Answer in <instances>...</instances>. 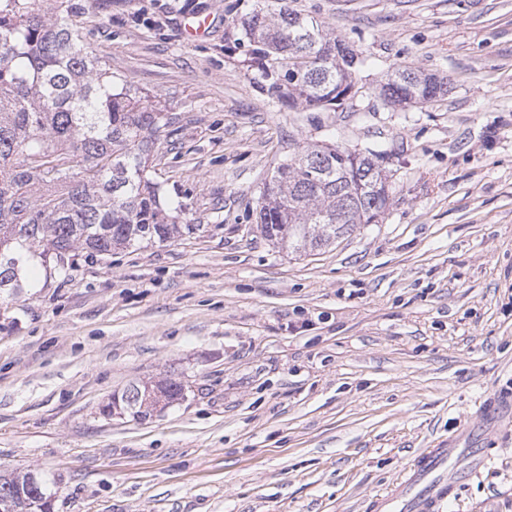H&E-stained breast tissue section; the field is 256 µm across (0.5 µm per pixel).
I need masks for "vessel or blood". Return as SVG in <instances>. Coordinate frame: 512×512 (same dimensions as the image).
I'll use <instances>...</instances> for the list:
<instances>
[{
	"instance_id": "vessel-or-blood-1",
	"label": "vessel or blood",
	"mask_w": 512,
	"mask_h": 512,
	"mask_svg": "<svg viewBox=\"0 0 512 512\" xmlns=\"http://www.w3.org/2000/svg\"><path fill=\"white\" fill-rule=\"evenodd\" d=\"M213 24V16L187 15L184 34L193 41L204 38L211 32ZM461 441V436L456 435L442 447L425 449L391 491L376 499V512H441L455 483L478 472L487 461L482 450L476 448L470 455L468 468L456 469Z\"/></svg>"
}]
</instances>
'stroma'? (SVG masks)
Listing matches in <instances>:
<instances>
[{
  "mask_svg": "<svg viewBox=\"0 0 512 512\" xmlns=\"http://www.w3.org/2000/svg\"><path fill=\"white\" fill-rule=\"evenodd\" d=\"M90 50L157 97L152 175L193 225L170 242L39 267L0 304V470L53 512H371L424 449L512 396V0H288L365 63L354 98L294 110L254 84L233 21L271 0H70ZM210 35L187 41L189 12ZM397 66L448 95L390 107ZM390 151V206L301 257L258 201L299 147ZM171 377L181 400L105 416ZM442 512H512V429ZM141 393L138 388L130 385L123 390L120 396L117 395V398L120 404L126 407L127 412H129L133 418L143 420L151 415V411H153L154 407L152 404L144 406L143 395L141 396Z\"/></svg>",
  "mask_w": 512,
  "mask_h": 512,
  "instance_id": "stroma-1",
  "label": "stroma"
}]
</instances>
